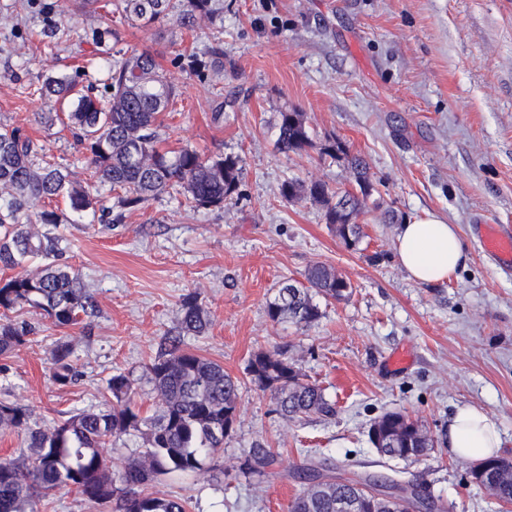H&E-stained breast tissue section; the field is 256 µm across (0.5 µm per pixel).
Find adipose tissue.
Returning a JSON list of instances; mask_svg holds the SVG:
<instances>
[{
    "instance_id": "adipose-tissue-1",
    "label": "adipose tissue",
    "mask_w": 512,
    "mask_h": 512,
    "mask_svg": "<svg viewBox=\"0 0 512 512\" xmlns=\"http://www.w3.org/2000/svg\"><path fill=\"white\" fill-rule=\"evenodd\" d=\"M394 251L401 268L420 284L448 282L467 260L458 227L432 213L400 224ZM448 446L456 457L479 462L498 454L502 438L484 410L462 405L448 423Z\"/></svg>"
}]
</instances>
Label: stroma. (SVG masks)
Returning <instances> with one entry per match:
<instances>
[{"label":"stroma","instance_id":"35a3bbf8","mask_svg":"<svg viewBox=\"0 0 512 512\" xmlns=\"http://www.w3.org/2000/svg\"><path fill=\"white\" fill-rule=\"evenodd\" d=\"M44 2L0 0V130L21 129L72 180L92 181L66 125L43 124L36 89L48 76L75 74L102 93L109 53L147 51L178 93L161 116L162 148L236 157L242 179L224 206L198 210L175 190L124 209L104 186L101 200L118 223L87 214L59 225L64 259L99 313L68 327L34 308L12 313L33 332L0 356V400L20 398L50 422L102 407L109 379L122 373L152 415L145 366L194 295L211 326L184 345L239 379V411L205 475L168 474L154 492L187 500L188 512H287L301 491L293 469L325 460L341 474L417 480L445 512H502L447 437L456 406L484 409L501 433V457L512 459V269L478 244L481 225L512 231V0H221V22L191 29L120 26L68 2L54 16V38ZM94 28L119 37L97 46ZM213 48L224 54L220 75L203 79L175 62ZM287 108L304 113L314 142L289 155L276 148ZM335 142L343 154L322 159ZM350 154L364 158L373 182L360 217L365 235L353 248L320 206L281 195L291 180L344 186ZM427 211L458 226L468 254L443 284L415 283L394 254L398 225ZM317 262L350 281L351 297L321 301V318L308 326L271 322L267 301ZM61 341L73 345L80 373L66 386L49 371ZM279 347L334 403L333 418L283 419L270 392L251 384L249 358ZM398 353L407 362L397 368L389 360ZM388 411L409 414L433 438L430 456L380 455L368 428ZM253 448L271 449L276 462L248 478L239 467Z\"/></svg>","mask_w":512,"mask_h":512}]
</instances>
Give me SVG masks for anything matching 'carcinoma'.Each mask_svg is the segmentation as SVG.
<instances>
[{
  "mask_svg": "<svg viewBox=\"0 0 512 512\" xmlns=\"http://www.w3.org/2000/svg\"><path fill=\"white\" fill-rule=\"evenodd\" d=\"M113 7L128 26L145 27L164 21L178 9L176 22L193 28L218 15L217 0H75L76 11L95 16ZM211 64L197 53L180 57L195 66L199 76H217L224 70L220 52H210ZM78 75L50 76L37 94L47 111L41 113L50 127L59 119L56 106L70 104L68 125L89 152L96 182L76 184L59 166L37 162L32 140L13 129L0 132V264L19 272L0 284V356L13 353L26 342L31 330L15 323L8 313L24 306L39 309L58 326L75 325L97 313L94 297L79 274L62 261V238L49 227L72 224L70 215L105 211L99 206L96 184L120 191L117 203L133 207L157 198L174 186L181 188L193 208L221 207L237 193L241 182L239 161L232 156L205 157L192 147L163 150L159 147V118L172 111L177 96L156 58L146 52L112 55L104 94L93 96L78 88ZM277 149L297 153L313 146L302 112L282 111L278 121ZM352 188L336 191L323 182L290 181L282 188L289 200H309L324 209L326 224L347 247L364 237L358 218L364 213L372 184L364 161L348 159ZM67 200L69 213L40 208L39 202L58 197ZM352 294L348 279L334 268L315 263L303 280L283 283L266 306L274 323L309 326L322 315L315 297L335 301ZM211 320L194 296L184 299L178 334L167 336L146 372L157 410L142 415L134 401L129 377L116 374L108 382L112 404L99 410H79L52 424L32 419L29 405L0 401V429L18 433V454L0 460V512H37L39 498L68 488L91 502H110L112 512H187V502L161 497L150 487L173 472L202 473L205 459L224 447L232 431L240 400V381L224 367L183 347V337L205 333ZM70 343L61 342L51 352L53 380L71 383L76 372ZM250 382L270 391L277 412L288 420L318 415L332 418L336 409L321 387L305 380L287 352H258L246 367ZM400 421L404 430L390 458L417 462L428 456L433 442L419 436V425L401 412H386L374 420L383 427ZM140 433L145 450L112 469L104 451L107 440L129 431ZM275 461L268 448L249 451L241 472L261 476ZM332 464L322 462L298 467L292 478L302 485L290 512H340V501L363 500V486L371 484L382 498L362 512H441L431 495L420 491L400 495L394 487L378 483L376 475L359 480L329 476ZM485 479L495 484L498 502H512V461L501 458Z\"/></svg>",
  "mask_w": 512,
  "mask_h": 512,
  "instance_id": "obj_1",
  "label": "carcinoma"
}]
</instances>
